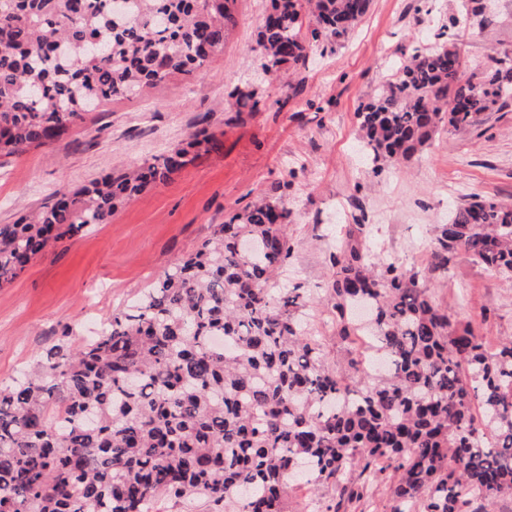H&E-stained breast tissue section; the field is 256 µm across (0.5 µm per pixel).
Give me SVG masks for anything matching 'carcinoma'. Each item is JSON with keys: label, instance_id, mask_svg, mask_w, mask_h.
<instances>
[{"label": "carcinoma", "instance_id": "carcinoma-1", "mask_svg": "<svg viewBox=\"0 0 512 512\" xmlns=\"http://www.w3.org/2000/svg\"><path fill=\"white\" fill-rule=\"evenodd\" d=\"M229 0H0V158L66 136L100 104L191 76L224 46ZM371 0H273L263 67L305 65L345 38ZM490 25L485 0H460ZM437 39L359 106L374 173L441 129L512 102V53L461 81ZM212 147V135L0 224V283L51 243L106 223L118 206ZM280 198L234 213L96 336L37 355L0 385V512H156L205 498L213 512H348L390 477L383 512H493L512 495V337L452 322L426 270L381 258L348 224L319 292L283 278L294 245ZM464 250L512 278V205L470 196L433 226L429 267L448 278ZM330 310L345 362L303 322ZM358 472L360 483L349 484ZM334 484L339 496L317 498Z\"/></svg>", "mask_w": 512, "mask_h": 512}]
</instances>
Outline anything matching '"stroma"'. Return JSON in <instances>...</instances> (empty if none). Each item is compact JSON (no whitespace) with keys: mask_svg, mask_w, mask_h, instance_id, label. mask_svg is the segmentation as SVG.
<instances>
[{"mask_svg":"<svg viewBox=\"0 0 512 512\" xmlns=\"http://www.w3.org/2000/svg\"><path fill=\"white\" fill-rule=\"evenodd\" d=\"M459 0H372L348 37L315 50L302 69L278 78L257 60L271 0H231L234 18L214 63L172 77L137 97L115 98L62 140L0 159V224L103 175L183 146L205 129L218 148L200 151L164 183L120 206L110 223L85 228L37 256L0 285V383H10L48 344L73 328L93 336L177 259L191 253L238 209L282 199L296 244L288 280L324 285L328 255L343 225L366 216L378 252L424 266L433 225L468 195L512 204V106L486 113L478 128L442 131L407 160L373 174L356 153L357 108L421 44L420 31L447 25ZM498 22H471L457 45L464 76L491 49H512V0H497ZM297 84L285 96L284 83ZM255 91L259 109L238 111L234 90ZM435 296L454 321L489 342L512 336V278L490 275L457 252Z\"/></svg>","mask_w":512,"mask_h":512,"instance_id":"stroma-1","label":"stroma"}]
</instances>
